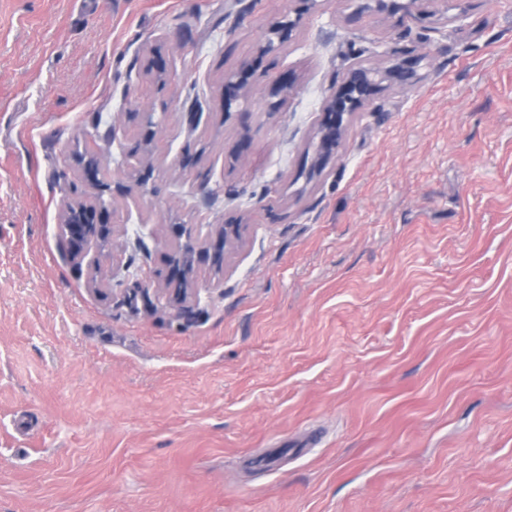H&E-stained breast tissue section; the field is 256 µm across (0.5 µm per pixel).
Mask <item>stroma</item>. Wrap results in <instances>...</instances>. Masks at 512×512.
I'll use <instances>...</instances> for the list:
<instances>
[{
  "label": "stroma",
  "mask_w": 512,
  "mask_h": 512,
  "mask_svg": "<svg viewBox=\"0 0 512 512\" xmlns=\"http://www.w3.org/2000/svg\"><path fill=\"white\" fill-rule=\"evenodd\" d=\"M398 3L0 0V512H512V0ZM389 49L418 84L307 179L331 85ZM246 63L298 93L225 106ZM134 107L159 163L90 247L101 291L62 212L77 155L128 184ZM240 215L184 316L154 289L169 225ZM298 21V17L296 20L284 17L273 21L267 30L264 45L260 48V54L263 56L270 53L275 48V41L279 45L288 42ZM298 91V84L295 77L285 73L276 78L267 87V96L272 100L269 103V114H275L277 109L293 97ZM273 99H275L273 101Z\"/></svg>",
  "instance_id": "obj_1"
}]
</instances>
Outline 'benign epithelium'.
<instances>
[{"instance_id":"1","label":"benign epithelium","mask_w":512,"mask_h":512,"mask_svg":"<svg viewBox=\"0 0 512 512\" xmlns=\"http://www.w3.org/2000/svg\"><path fill=\"white\" fill-rule=\"evenodd\" d=\"M297 21L277 19L269 26L260 54L270 53L275 44H284L292 36ZM422 57H399L391 54L390 64L385 67L366 66L361 62L350 64L340 83L333 84L323 102L320 118L312 140V156L308 179L322 174L336 158L348 130V118L361 110L366 103L387 88L406 91L417 84L416 67ZM263 75L246 64L237 71L224 75V105L233 101L249 99L261 83ZM298 91L295 77L285 73L267 87L270 98L269 110L277 111L281 105ZM131 121H138L146 127L143 138L144 160L141 168L131 176L132 185L121 187V194L133 189L146 190L155 168L151 145L156 136L152 113L135 109L127 113ZM79 163L83 169L85 185L91 188H107L99 175L103 165L95 155H82ZM73 200L66 205L62 215L63 233L71 256L82 260L88 254L92 243H105L113 237L109 224L110 213L104 202L96 204L85 201V192L73 188ZM242 221L239 217L225 224H217L206 235H201L195 224H174L172 234L166 241L165 270L156 273L162 296L168 304L179 308L187 315L193 314L196 303V281L205 270L220 272L225 258L234 253L242 239Z\"/></svg>"}]
</instances>
